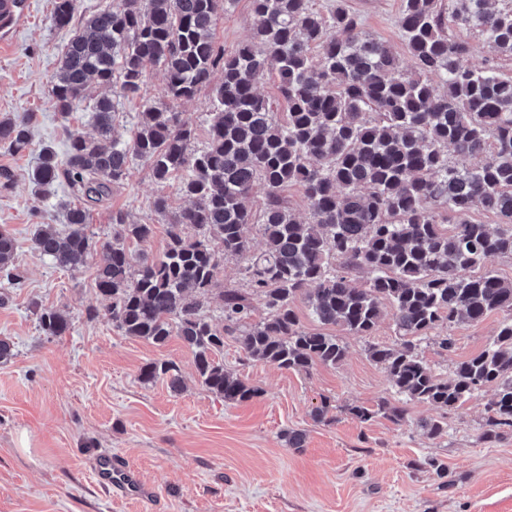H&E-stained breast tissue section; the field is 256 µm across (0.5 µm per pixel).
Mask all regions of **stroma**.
Segmentation results:
<instances>
[{"label":"stroma","instance_id":"35a3bbf8","mask_svg":"<svg viewBox=\"0 0 512 512\" xmlns=\"http://www.w3.org/2000/svg\"><path fill=\"white\" fill-rule=\"evenodd\" d=\"M346 3L366 37L386 43L405 71H415L399 26L402 0ZM52 4L26 0L23 22L0 47V117H32L28 151L0 147V170L13 176L8 188L0 187V228L15 237L25 276L19 288L0 280V338L13 345L12 358L0 363V512H512V431L493 443L480 438L491 389L446 414L408 404L398 425L381 417L362 424L347 413L352 404L398 399L366 354L368 342L397 343L392 320L383 319L368 340L331 328L345 359L307 373L246 358L235 338H225L218 360L259 390L252 400L230 404L201 385L193 353L179 338L156 346L116 330L106 314L110 301L95 286L98 258L71 270L32 251L35 225L64 229L58 202L70 196L60 185L54 196L37 200L30 174L40 149L49 145L65 155L70 131H93L88 103L66 119L48 96L73 35L51 25ZM251 24L250 0H230L215 38L233 51ZM160 195L170 213L186 205L179 181L157 184L148 165L134 160L109 199L88 205L89 232L111 241L112 215L124 212L131 222L153 225L139 249L158 256L168 223L153 208ZM92 306L101 315L91 321ZM44 307L66 315L65 335L43 334L37 311ZM501 319L492 313L457 326L448 353L424 340L419 354L437 377L450 378L458 362L493 339ZM153 360L178 365L182 391L163 380L140 381L141 367ZM326 398L336 418L330 425L313 417ZM440 417L448 421L446 433L427 438L421 422ZM291 430L303 433V447H289ZM103 454L126 458L155 487L156 499H131L99 483L96 460ZM427 458L447 466L452 484L441 486L421 469Z\"/></svg>","mask_w":512,"mask_h":512}]
</instances>
